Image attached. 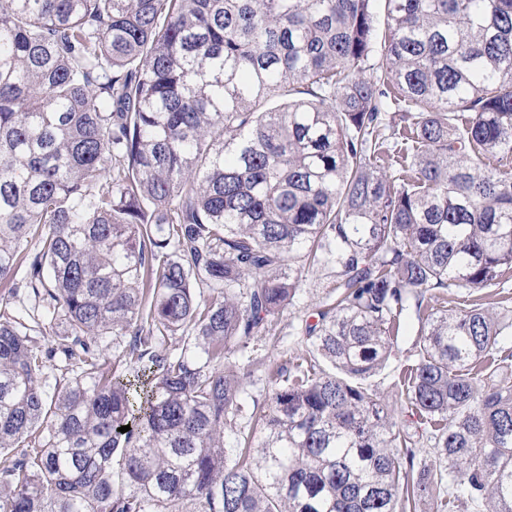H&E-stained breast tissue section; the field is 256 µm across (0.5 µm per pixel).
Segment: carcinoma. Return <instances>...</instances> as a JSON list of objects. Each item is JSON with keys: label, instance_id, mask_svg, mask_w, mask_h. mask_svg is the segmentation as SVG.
Here are the masks:
<instances>
[{"label": "carcinoma", "instance_id": "1", "mask_svg": "<svg viewBox=\"0 0 512 512\" xmlns=\"http://www.w3.org/2000/svg\"><path fill=\"white\" fill-rule=\"evenodd\" d=\"M374 2L0 5V512H512V0ZM327 279L323 277H315L311 274L306 277L304 281L303 290L300 293L299 302L295 307L287 308L280 316V324L277 328V336H267L257 342L258 348L255 355L258 358H264L267 362L285 364L290 356H294L297 350L300 352L303 343L301 344L300 336H288V323L293 321L295 324L304 317L307 306L312 302H316L326 293L330 288H322ZM303 349H305L303 345ZM409 333H400L398 336V346L402 352H399L398 357L392 359L389 365L378 375L372 378V384L375 385L378 392L385 401L395 409L399 421H403V424L414 426L412 421H416V418L409 416L408 411L405 409L404 396L400 393V387L395 386L394 382L397 380V375L404 365L410 362L406 361L407 349L411 347V343L414 340V336L408 335ZM272 385L266 378L265 372L261 369L255 370L251 376L246 379L245 390L247 402L252 406V400H255L259 406L263 405L271 394Z\"/></svg>", "mask_w": 512, "mask_h": 512}]
</instances>
